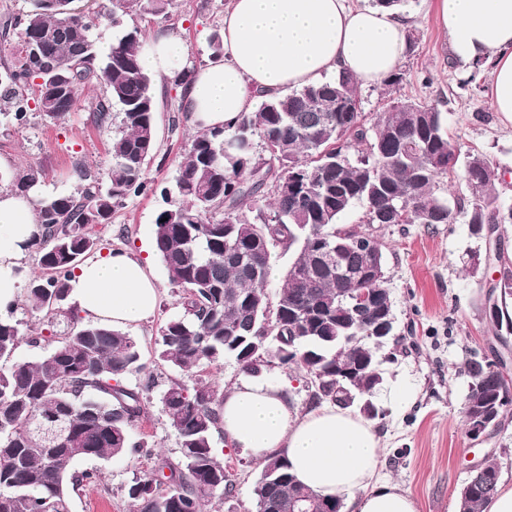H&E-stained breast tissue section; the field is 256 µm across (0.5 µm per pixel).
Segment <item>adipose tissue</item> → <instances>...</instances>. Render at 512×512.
<instances>
[{
  "label": "adipose tissue",
  "instance_id": "adipose-tissue-1",
  "mask_svg": "<svg viewBox=\"0 0 512 512\" xmlns=\"http://www.w3.org/2000/svg\"><path fill=\"white\" fill-rule=\"evenodd\" d=\"M436 21L459 57L491 63L494 111L512 122V0H438ZM224 57L195 71L184 87L195 129L221 127L250 111L257 93L319 82L345 71L363 83L395 73L406 27L391 13L351 9L346 0H229ZM186 49L172 32L152 35L144 66L159 77L180 71ZM39 233L31 198L0 188V315L20 300V261ZM86 317L115 329L153 319L160 285L128 250L79 265L69 281ZM219 426L233 447L263 462L285 454L301 484L339 500L343 512H418L412 497L375 477L383 442L373 422L336 404L300 412L281 383L243 378L224 390Z\"/></svg>",
  "mask_w": 512,
  "mask_h": 512
}]
</instances>
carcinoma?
<instances>
[{
  "label": "carcinoma",
  "mask_w": 512,
  "mask_h": 512,
  "mask_svg": "<svg viewBox=\"0 0 512 512\" xmlns=\"http://www.w3.org/2000/svg\"><path fill=\"white\" fill-rule=\"evenodd\" d=\"M167 0H112L103 14L86 0L82 13L64 12L62 0H29V8L10 25L22 38L36 40L35 52L23 44L18 55L0 62V102L16 129L29 124V101L44 120L57 122L80 107L78 89L96 81L104 92L89 110L100 126H115L108 154L107 187L91 169L74 162V191L35 201L40 233L32 248L42 275L28 281L21 305L44 314L52 324L64 318L70 334L35 360L14 361L23 336L21 322L0 316V512H70L71 492L94 482L93 472L74 470L85 458L109 459L127 452L130 432L146 417L155 381L125 383L145 369L139 346L129 334L95 323H79L76 310L63 306L81 259L97 249L93 227L111 223L112 213L132 195L148 190L145 169L156 154L158 102L151 75L142 67L144 40L138 26L124 29L107 52L91 37L93 20L117 14L164 13ZM119 112L112 113L113 108ZM362 158L351 162L350 148ZM461 149L448 138L445 113L436 106L396 99L366 127L357 80L342 73L328 81L273 96L260 93L250 112L222 128L198 131L174 177L178 201L155 218V247L172 285L183 292L185 314L159 329L154 351L159 363L191 373L202 361H234L258 376L266 360L250 344L283 349L278 364L293 365L309 380L316 402L364 406L384 383L376 357L374 325L391 297L383 251L375 262L381 275L370 281L336 273L323 259L325 244H345L344 264L358 270L362 257L356 234L338 227L358 205L375 224L376 212L404 207L395 224H454L462 219L473 234L486 225L500 231L512 223L494 185L498 168L485 155L467 153L461 177L469 204L438 192L437 179L457 172ZM44 179L37 166L12 171L8 187L27 195ZM239 252L234 261L226 243ZM293 252L275 305L265 292L275 248ZM380 291L363 319L351 313L337 292ZM512 270L486 293L485 315L495 335H512ZM356 366L336 380V363ZM488 357L466 366L472 379L463 413L467 428L482 420L497 429L512 411L505 406L509 382L502 361L497 371ZM224 391L197 377L188 384L170 380L159 402L179 439L182 458L161 461L160 476L139 478L127 495L137 512H201L204 499L229 497L232 474L218 459L213 432L219 425ZM494 462L471 473L459 492V512H483L499 486ZM295 499L317 510L336 512L337 500L320 497L299 483L285 455L269 458L254 486L256 512H289Z\"/></svg>",
  "instance_id": "obj_1"
}]
</instances>
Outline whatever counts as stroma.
<instances>
[{
  "label": "stroma",
  "mask_w": 512,
  "mask_h": 512,
  "mask_svg": "<svg viewBox=\"0 0 512 512\" xmlns=\"http://www.w3.org/2000/svg\"><path fill=\"white\" fill-rule=\"evenodd\" d=\"M227 0H172L167 17L124 18V26H139L144 35L177 32L187 48L186 62L203 66L224 31ZM436 0H411L403 17L407 33L415 41L406 52L400 70L404 75L397 92L384 84L359 86L361 110L367 122L390 101L392 95L433 104L444 112L448 136L465 152L487 155L499 168L496 191L512 205V123L494 112L489 96L488 71L471 76L469 64L453 59L447 37L435 23ZM156 122L157 155L145 177L155 190L129 197L117 208L110 223L97 226L101 249L128 248L147 259L162 290L153 320L129 334L140 346L142 360L158 383L178 372L157 363L154 338L170 318L182 316V292L168 280L155 249L156 214L168 207L162 190L170 186L186 158L194 131L186 113L175 111L181 99L168 78H158ZM103 90L102 83L86 87L82 107L65 120L50 123L33 116L30 125L15 130L0 114V158L9 167L36 165L45 172L41 194L73 191L72 165L81 159L107 183L111 163L107 145L112 130L98 126L87 107ZM343 228L366 229L383 245L390 293L399 339L379 351L384 384L374 396V419L384 443L378 467L380 478L399 484L416 500L418 512H458V495L472 468L486 461L497 463L502 486H512V417L500 429L482 438L468 435L463 402L471 378L466 362L476 354H488L498 340L484 312L489 285L502 267L512 268V224L502 227L505 251L501 260L484 261L485 245L472 235L468 224L423 226L387 224L370 226L362 208L351 209L341 220ZM25 335L15 360H33L48 350L51 337L63 335V322L48 324L45 318L16 308ZM131 441H147L153 456L125 454L108 460L87 458L76 471L96 472V484L83 486L72 495L73 512H133L127 488L150 474L158 461H178L180 449L174 432L157 401L147 406V418L133 427ZM219 460L234 476L232 497H209L206 512H255L253 488L261 465L242 449L232 447L223 432L214 435Z\"/></svg>",
  "instance_id": "stroma-1"
}]
</instances>
